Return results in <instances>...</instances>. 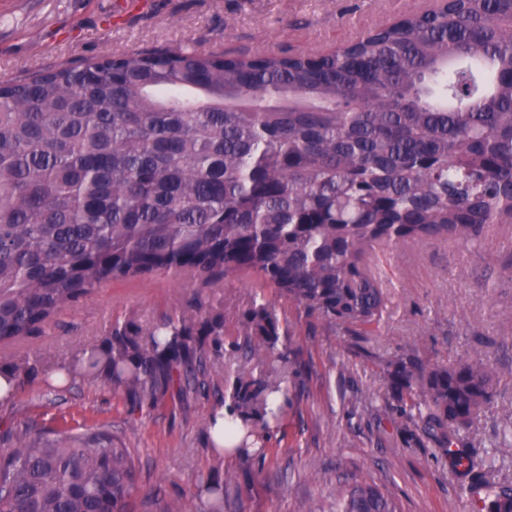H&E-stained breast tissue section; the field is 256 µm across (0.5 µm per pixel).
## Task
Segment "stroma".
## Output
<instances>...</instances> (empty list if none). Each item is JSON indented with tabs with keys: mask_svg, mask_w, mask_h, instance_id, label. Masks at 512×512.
<instances>
[{
	"mask_svg": "<svg viewBox=\"0 0 512 512\" xmlns=\"http://www.w3.org/2000/svg\"><path fill=\"white\" fill-rule=\"evenodd\" d=\"M432 0H0V79L77 64L139 46L190 44L205 51L332 52L358 30L392 23ZM385 276L383 321L369 336L325 329L278 290L231 275L203 288L190 275L117 278L58 316L39 336L1 347L0 361L31 356L45 368L95 343L110 323L148 327L198 297L224 308L222 354L209 355L205 390L186 404L166 399L132 408L125 392L88 379L63 389L38 378L0 421L103 427L138 457L133 512H164L191 501L202 477L233 471L226 512H309L335 499L339 485L377 484L402 512H470L465 484L435 446L403 439L385 403L384 366L417 346L426 357H482L500 374V399L512 401V224L492 227L477 248L453 243L403 244L378 251ZM264 297L288 329L291 403L271 429L264 460L219 456L209 418L229 393L238 370L264 365L235 349L237 325ZM475 454L494 475L512 478V429L495 410L475 423Z\"/></svg>",
	"mask_w": 512,
	"mask_h": 512,
	"instance_id": "1",
	"label": "stroma"
}]
</instances>
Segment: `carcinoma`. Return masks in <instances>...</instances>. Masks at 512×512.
<instances>
[{
  "instance_id": "obj_1",
  "label": "carcinoma",
  "mask_w": 512,
  "mask_h": 512,
  "mask_svg": "<svg viewBox=\"0 0 512 512\" xmlns=\"http://www.w3.org/2000/svg\"><path fill=\"white\" fill-rule=\"evenodd\" d=\"M512 224V0H448L368 28L331 55L151 46L0 81V345L38 336L114 278L188 273L261 280L330 328L361 336L385 302L366 264L376 246L481 242ZM237 348L267 365L237 373L227 407L242 429L212 448L268 453L288 408L279 321L267 303ZM224 310L194 298L144 328H109L54 368L123 388L138 407L198 386ZM13 399L42 372L0 362ZM497 369L409 347L388 363V407L405 442L432 443L470 477L472 512H512V481L484 472L462 434L495 403ZM139 470L106 429L0 432V512H130ZM202 478L199 505L224 512ZM333 512H399L364 480Z\"/></svg>"
}]
</instances>
